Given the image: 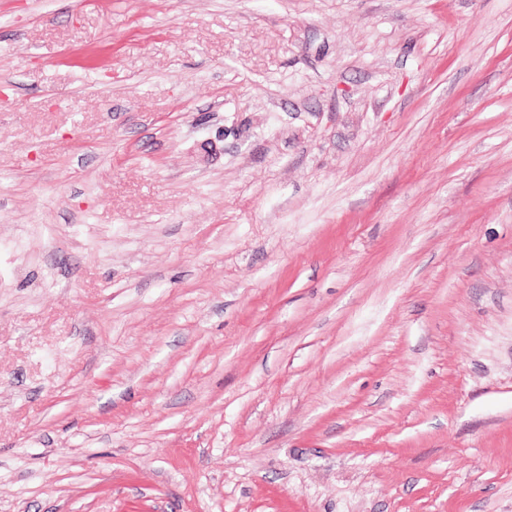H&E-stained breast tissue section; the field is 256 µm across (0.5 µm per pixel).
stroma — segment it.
<instances>
[{
	"instance_id": "1",
	"label": "stroma",
	"mask_w": 512,
	"mask_h": 512,
	"mask_svg": "<svg viewBox=\"0 0 512 512\" xmlns=\"http://www.w3.org/2000/svg\"><path fill=\"white\" fill-rule=\"evenodd\" d=\"M0 512H512V0H0Z\"/></svg>"
}]
</instances>
